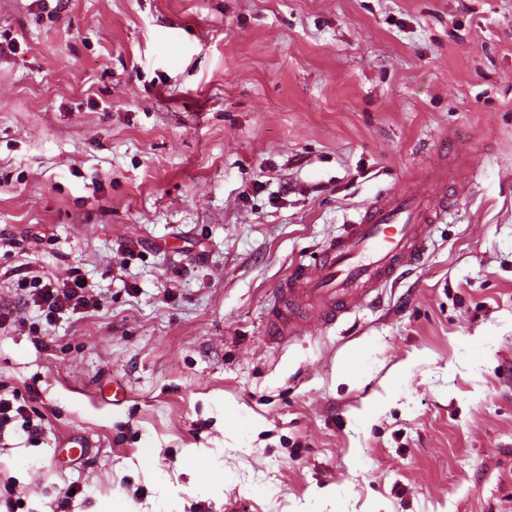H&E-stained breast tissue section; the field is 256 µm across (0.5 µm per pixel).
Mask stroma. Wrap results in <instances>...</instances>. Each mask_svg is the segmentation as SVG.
<instances>
[{
	"label": "stroma",
	"mask_w": 512,
	"mask_h": 512,
	"mask_svg": "<svg viewBox=\"0 0 512 512\" xmlns=\"http://www.w3.org/2000/svg\"><path fill=\"white\" fill-rule=\"evenodd\" d=\"M414 179L424 261L267 336ZM0 396V512H512V0H0ZM28 284L32 285L35 292L32 297L44 309L47 320H53L56 314L64 311L74 313L80 307L86 309L90 305L93 307L99 305L98 301H93L92 297L88 296L86 285L78 280L56 286L51 279L48 278L44 282V277L35 275L31 277Z\"/></svg>",
	"instance_id": "stroma-1"
}]
</instances>
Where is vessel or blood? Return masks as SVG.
<instances>
[{"mask_svg": "<svg viewBox=\"0 0 512 512\" xmlns=\"http://www.w3.org/2000/svg\"><path fill=\"white\" fill-rule=\"evenodd\" d=\"M451 203L442 184L419 181L370 203L318 259L294 267L283 280L268 320L272 336L296 334L304 325L296 310L299 299L307 300L322 325L335 324L363 304L400 267L423 259L430 228Z\"/></svg>", "mask_w": 512, "mask_h": 512, "instance_id": "b4317fda", "label": "vessel or blood"}]
</instances>
